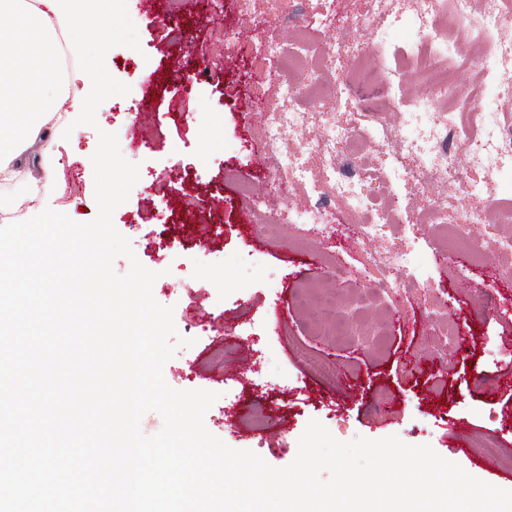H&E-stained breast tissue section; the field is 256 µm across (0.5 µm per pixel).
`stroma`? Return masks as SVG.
Returning <instances> with one entry per match:
<instances>
[{
    "instance_id": "obj_1",
    "label": "stroma",
    "mask_w": 512,
    "mask_h": 512,
    "mask_svg": "<svg viewBox=\"0 0 512 512\" xmlns=\"http://www.w3.org/2000/svg\"><path fill=\"white\" fill-rule=\"evenodd\" d=\"M263 18L245 27L236 45L225 46V17L239 4ZM323 0H127L139 49L117 46L105 57L108 72L129 86L124 96L104 101L96 126L76 128L81 157L60 152L63 175L44 204L77 223L98 212L91 157L99 131L117 134L122 155L140 166L128 200L113 213L147 269L158 272L153 295L173 307L177 331L200 320L199 336L176 347L163 367L177 390L216 392L204 423L229 447L250 450L274 467L289 465L310 420L320 421L340 441L397 436L409 445L428 444L444 459L496 487L512 490V468L486 471L474 440L487 437L512 452V278L498 265L469 260L443 265V243L401 220L390 248L413 243L415 264L401 277L398 302L385 297L355 303V284H372L366 256L354 244V228L336 224L321 246L301 238L291 224L254 231L240 216L241 183L266 180L270 155L253 133L265 119L254 91L280 102L276 83L257 86L249 59L259 39L295 43L292 15L319 17ZM237 59L235 67L225 57ZM152 114L147 144L137 142L139 113ZM181 170L184 186L198 200L196 221L167 214L164 179ZM488 197L460 195L425 181L419 187L387 186L386 202L421 214L438 204L478 212L512 204V175L493 179ZM319 283L352 314L349 335L327 336L302 289ZM482 303H475L477 293ZM462 329L454 342L443 331L448 319ZM260 363L262 390H251L250 374L235 373L243 353ZM346 374L360 396L337 390ZM268 402L273 416L254 427V402Z\"/></svg>"
}]
</instances>
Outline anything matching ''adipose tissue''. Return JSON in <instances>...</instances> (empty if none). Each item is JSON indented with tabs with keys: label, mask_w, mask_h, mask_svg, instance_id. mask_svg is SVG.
Returning a JSON list of instances; mask_svg holds the SVG:
<instances>
[{
	"label": "adipose tissue",
	"mask_w": 512,
	"mask_h": 512,
	"mask_svg": "<svg viewBox=\"0 0 512 512\" xmlns=\"http://www.w3.org/2000/svg\"><path fill=\"white\" fill-rule=\"evenodd\" d=\"M78 0H0V182L15 180V158L42 157L40 178L50 189L59 174L52 140L68 130L69 119L91 110V101L59 89L57 29L81 21Z\"/></svg>",
	"instance_id": "1"
}]
</instances>
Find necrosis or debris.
Segmentation results:
<instances>
[{"label":"necrosis or debris","mask_w":512,"mask_h":512,"mask_svg":"<svg viewBox=\"0 0 512 512\" xmlns=\"http://www.w3.org/2000/svg\"><path fill=\"white\" fill-rule=\"evenodd\" d=\"M397 2L368 0V13L359 24L341 25L337 44L318 51L315 58L270 39L255 53L257 64L276 65L281 73V95L292 103L288 109L267 106L265 122L257 132L275 156L269 179L310 185L317 201L314 208L299 213H274L268 208L266 194H244L259 223L294 224L305 237L315 240L340 218L354 225L360 246L384 243L374 262L386 293L400 289L396 275L412 267L414 252L388 248L396 218L376 197L371 179L364 174L359 163L362 147L354 142L352 129L337 113H323L320 136L288 153L280 149L284 129L304 122L310 107L325 100H355L374 108L384 84L390 110H403L409 128L408 135L397 143L398 163L390 180L416 186L429 177L475 197L483 191L486 174L512 173V132L500 128L490 113L470 107L489 89L499 100L512 101V38L504 34L506 26L512 25V0H420L410 45L391 51L397 60L394 68L385 72L362 69L327 84L326 74L336 67L337 48H357L358 30L384 33L401 24ZM463 41L485 48V56L478 62L482 78L464 90L455 82V72L464 64L456 47ZM308 64L315 68L311 80L295 82L293 73ZM412 77L420 82L421 90L417 96H403L402 87ZM312 153L323 157L322 172L306 167L304 158Z\"/></svg>","instance_id":"necrosis-or-debris-1"}]
</instances>
